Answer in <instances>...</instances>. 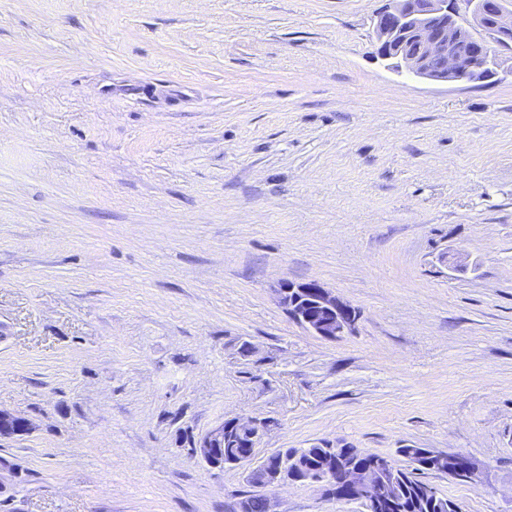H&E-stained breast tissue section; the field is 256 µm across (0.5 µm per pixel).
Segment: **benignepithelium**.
<instances>
[{
    "label": "benign epithelium",
    "mask_w": 512,
    "mask_h": 512,
    "mask_svg": "<svg viewBox=\"0 0 512 512\" xmlns=\"http://www.w3.org/2000/svg\"><path fill=\"white\" fill-rule=\"evenodd\" d=\"M472 20L486 34L477 39L458 9L448 0H388L378 13L374 39L378 56L396 69H406L429 82L465 83L480 86L492 79L501 66V53L512 49V7L507 0H461ZM280 301L289 316L313 336L334 340L352 333L353 307L317 282L285 281L279 288ZM232 426L222 424L195 444L196 453L210 466H222L224 441H234L233 460L238 466L253 460L260 428L252 420L234 418ZM429 466L452 476L473 473L470 459L460 453L430 452ZM282 463L264 469L257 487L279 486L289 477ZM395 465L376 458L368 463L344 462L336 467V457L327 458L322 471L307 476L311 484L336 487L339 500L365 502L384 487L395 484Z\"/></svg>",
    "instance_id": "7a95c632"
}]
</instances>
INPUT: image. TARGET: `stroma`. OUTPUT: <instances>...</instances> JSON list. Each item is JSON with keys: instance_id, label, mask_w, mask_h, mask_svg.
Masks as SVG:
<instances>
[{"instance_id": "35a3bbf8", "label": "stroma", "mask_w": 512, "mask_h": 512, "mask_svg": "<svg viewBox=\"0 0 512 512\" xmlns=\"http://www.w3.org/2000/svg\"><path fill=\"white\" fill-rule=\"evenodd\" d=\"M385 3L0 0V411L31 423L0 512H225L249 470L193 444L236 417L258 464L466 454L422 480L512 512V78L388 68ZM286 280L353 333L301 328ZM279 296L289 316L312 336L336 340L353 332L354 308L318 282L285 281L280 285ZM430 458L428 468L429 471H438L448 473V475H456L457 473L464 474L466 478L471 477L473 473V464L470 459L460 453H443L431 451L428 455Z\"/></svg>"}]
</instances>
